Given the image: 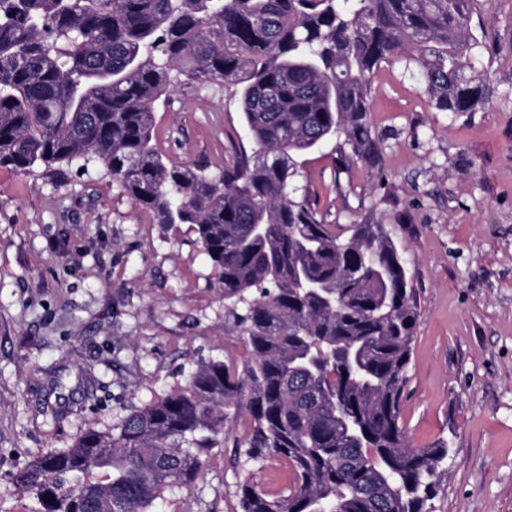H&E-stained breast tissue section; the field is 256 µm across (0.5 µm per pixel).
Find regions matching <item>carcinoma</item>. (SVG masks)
Returning <instances> with one entry per match:
<instances>
[{
  "label": "carcinoma",
  "instance_id": "obj_1",
  "mask_svg": "<svg viewBox=\"0 0 512 512\" xmlns=\"http://www.w3.org/2000/svg\"><path fill=\"white\" fill-rule=\"evenodd\" d=\"M478 0H0V166L54 177L103 167L159 224H188L245 336L244 365L210 360L184 386L79 434L16 476L38 512H157L241 425L240 512H424L448 444L401 426L418 323L406 261L381 224H325L296 157L341 137L374 162L368 116L382 64L414 67L440 112H480L493 87L470 59ZM221 81L243 133L217 172L178 165L155 104ZM265 225L256 236L253 226Z\"/></svg>",
  "mask_w": 512,
  "mask_h": 512
}]
</instances>
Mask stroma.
<instances>
[{"label": "stroma", "mask_w": 512, "mask_h": 512, "mask_svg": "<svg viewBox=\"0 0 512 512\" xmlns=\"http://www.w3.org/2000/svg\"><path fill=\"white\" fill-rule=\"evenodd\" d=\"M472 32L487 45L472 65L495 90L483 111H437L416 71L384 64L375 165L333 138L298 159L320 219L384 225L411 274L401 423L409 447H449L428 512H512V0H482ZM241 128L219 83L184 82L155 109L159 151L210 171ZM248 355L188 225L156 223L98 165L54 180L0 167V512H36L15 477L47 450L180 387L199 363ZM239 432L225 427L163 512H240V484L287 482L283 459L238 462Z\"/></svg>", "instance_id": "obj_1"}]
</instances>
